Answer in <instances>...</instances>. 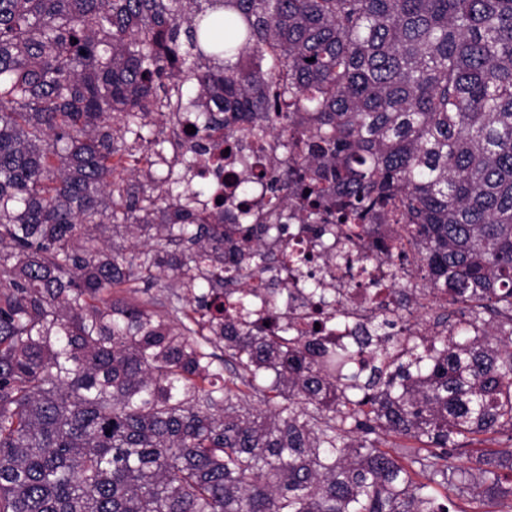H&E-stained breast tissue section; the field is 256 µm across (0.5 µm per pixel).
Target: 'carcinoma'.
Masks as SVG:
<instances>
[{
    "label": "carcinoma",
    "instance_id": "1",
    "mask_svg": "<svg viewBox=\"0 0 512 512\" xmlns=\"http://www.w3.org/2000/svg\"><path fill=\"white\" fill-rule=\"evenodd\" d=\"M279 138L259 222L407 240L432 353L256 311L273 253L128 176ZM310 193H305V190ZM132 239L129 246L124 242ZM319 255L282 251L310 280ZM412 445L392 453L387 436ZM512 0H0V512H512ZM466 458L469 466L456 464ZM197 113L193 107L186 105L182 112H180V121L175 125L166 124L165 130L159 124L151 126L154 133L159 130H164L163 135L160 137H166L171 143L174 149H177L180 153H185L186 150L195 144L197 141L196 132L194 134L187 133L186 126L193 125L195 127ZM196 128V127H195Z\"/></svg>",
    "mask_w": 512,
    "mask_h": 512
}]
</instances>
